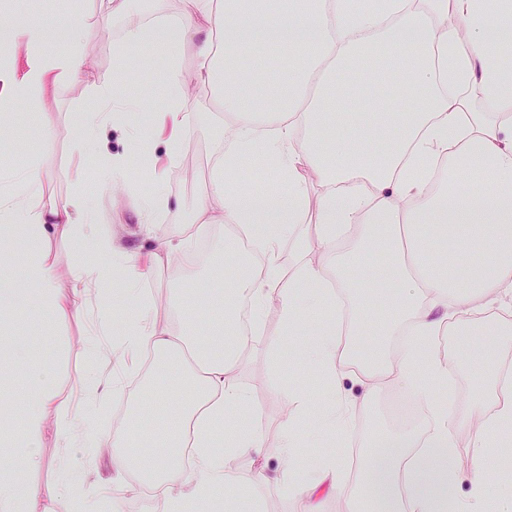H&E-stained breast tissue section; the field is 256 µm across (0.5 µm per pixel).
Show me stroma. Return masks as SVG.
Instances as JSON below:
<instances>
[{
  "mask_svg": "<svg viewBox=\"0 0 512 512\" xmlns=\"http://www.w3.org/2000/svg\"><path fill=\"white\" fill-rule=\"evenodd\" d=\"M81 11L88 18H95L100 10L99 0H11V7L0 16L8 25H21L38 18L53 23L58 17ZM126 27L121 19H113L99 33L85 40L80 50L89 69L103 77L121 71L122 79L116 93L120 98L135 100L146 91L154 96L148 105L152 112L162 111L165 102L159 90L164 78L160 70L162 50L151 43L127 47ZM97 104L92 88L83 83L61 82L43 113L17 112L0 121V176H10L27 167L30 160H38L44 173L43 199L50 202L68 196L77 182L87 181L103 161L102 155L88 152L74 156L71 150L72 124L82 113L94 111ZM185 110L189 122L184 131V151L177 164L168 166L164 173L166 189L170 195L168 210L154 219L159 232L186 235L182 250L177 251L165 266L160 267L149 284L160 318H168L174 309L190 312L195 327L203 329L220 315L219 308L203 305L200 293L212 288L221 293L234 279V272L214 270L212 263L195 265L185 271L183 262L188 253L195 251L200 238L188 236V226L193 221L196 204L215 169L214 164L198 167L195 149L203 144L212 151L224 149V117L211 95H198L188 91ZM109 151L125 156L130 161L132 176L128 185L99 190L92 198L99 210L101 223L114 225L124 235L128 249L140 256H147L152 241L141 232L128 205L129 198L137 193H149L155 188L152 163L143 160L140 142L123 131L107 127ZM85 312L81 318H43L41 306L34 293L18 297L22 319L10 328V335L17 343L25 344L30 359L9 364V371L16 375L41 373L43 365H50V376L60 384L75 413H82L85 398L98 403L93 424L104 437H111L113 427L128 417L131 404L147 399L156 412H165L168 403L175 400L173 389L153 388L145 391L146 365L144 358L130 360L115 352L114 345L125 321L132 314L121 284H113L99 294L84 293ZM110 314L111 322L106 344L101 347V361L96 382L89 391H82L80 381L87 373L89 361L88 341L97 329L103 314ZM326 324L317 317L301 326L299 343L277 345L280 322L276 310H268L261 336L255 337L252 348L242 365L234 373V380L251 395V408L258 415L262 432V446L249 457L237 456L230 460L242 485L262 483L264 490L263 512H293V503L276 477L295 474L312 460L321 456L348 458L353 448H366L374 437L386 431L399 430L398 422L387 413V402L393 397H407L408 392L396 382L383 384L370 401L368 408L357 410V431L350 438L339 440L323 436L304 448L295 458L287 457L280 448L281 423L289 415L286 403L275 396L278 385L293 384L311 391L319 404L330 401L332 391L321 379L317 370L306 360L304 344L317 338ZM472 345L460 344L445 336L438 337L436 347L449 354L457 363L453 386L458 407H465L476 387L484 377V365L473 353L481 348L494 353L500 361L512 360V289L491 302L485 313L474 316L471 323ZM125 375L126 390L116 396L112 393V378ZM41 463L34 469H22L16 476L25 482L57 489L56 512H71L74 489L62 483L63 473L81 475L86 484L97 491L93 512H112L111 487L113 480H121V512H159L160 496L141 498L134 486V476L120 472L112 459L111 446L100 448L97 455L77 446L60 447L54 435H47L40 450Z\"/></svg>",
  "mask_w": 512,
  "mask_h": 512,
  "instance_id": "obj_1",
  "label": "stroma"
}]
</instances>
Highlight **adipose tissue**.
Here are the masks:
<instances>
[{"mask_svg":"<svg viewBox=\"0 0 512 512\" xmlns=\"http://www.w3.org/2000/svg\"><path fill=\"white\" fill-rule=\"evenodd\" d=\"M101 2L96 22L81 13L61 20V31L73 44L61 57L46 52L51 32L40 21L0 30V47L23 54L22 68L0 66V113L44 106L62 81L85 82L89 69L81 44L94 26L130 18L127 42H157L167 59V107L154 113L153 128L136 126L132 135L147 147L153 129L170 128L167 157L173 160L188 118L182 63L185 51H192L195 84L202 91L221 87L219 108L233 133L224 167L215 168L197 204L192 230L203 238L212 225H234V234L224 239V262L240 270L219 298L223 319L195 336L188 318L160 321L145 289L154 271L181 247L180 238L156 236L148 266L139 267L114 227L97 223L82 190L43 203L37 162L0 197V235L25 238L23 281L38 294L46 317L82 312L77 298L57 286L60 260L50 242L61 238L92 256L77 274L80 290L101 291L122 281L134 314L117 341L120 350L136 356L151 348L158 363L176 370L188 347L200 362L201 375L185 374L178 407L152 434L149 450L132 451L136 435L153 417L145 404L133 407L134 423L113 432L108 441L120 467L142 483L162 487L164 512H223L240 491L252 512H261L258 488L241 489L226 463L227 456L260 447L261 431L250 424L229 436L221 432L225 412L249 402L247 391L231 379L252 340L235 315L237 300L245 296L252 303L253 329L261 327L274 302L283 332L294 336L303 320L326 314L327 328L306 346L305 355L334 384L350 358L344 344L351 333L349 314L368 322L371 335L401 330L407 336L394 354L373 346L359 361L361 398L338 389L335 402L319 408L311 393L283 389L282 398L294 408L281 427L285 455L301 454L312 417L318 430L354 434L355 409L392 377L432 406L435 416L426 431L382 435L362 466L361 485L388 499L393 512H512V496H500L484 477L496 466V446L512 443V379L503 376L493 354L484 353L483 390L467 411H458L438 399L452 365L431 346L447 334L468 343L465 315L480 313L512 288V67L496 52L512 41V0H386L383 9L369 11L354 9L355 0H180L177 18L151 22L140 0ZM450 14L459 27L446 25ZM379 40L388 53L368 60L365 68L375 77L401 65L407 105L382 101L376 111L362 112L360 89L337 74L361 45ZM268 46L288 57L287 79H268ZM239 60L248 63L249 81L219 86L220 71ZM462 86L480 92L484 111H475L459 94ZM93 90L101 109L74 123L71 147L78 154L101 149L104 126L120 119L118 112L104 110L112 100L110 82L99 80ZM374 143L378 151L369 152ZM254 153L278 159L288 175L286 192L254 194L238 187L232 177L238 161ZM311 173L325 192L309 228L303 219ZM342 234L356 249L385 257L383 289L365 274L347 281L349 258L336 246ZM244 235L251 251L238 246ZM313 237L323 246L315 261L307 257ZM286 243L293 252L287 264L281 261ZM11 389L16 407L0 412V447L14 449L13 465L36 466L50 432L61 447L77 443L92 454L107 441L66 409L53 380L18 378ZM475 413L483 427L468 448L482 472L459 498L453 494L461 478L457 439ZM185 447L193 453L188 479L180 464ZM344 466V459L322 457L284 479L295 512H313L312 498L324 489L342 499L344 512H365L360 496L345 491ZM56 496L52 487L0 478V512H55Z\"/></svg>","mask_w":512,"mask_h":512,"instance_id":"adipose-tissue-1","label":"adipose tissue"}]
</instances>
